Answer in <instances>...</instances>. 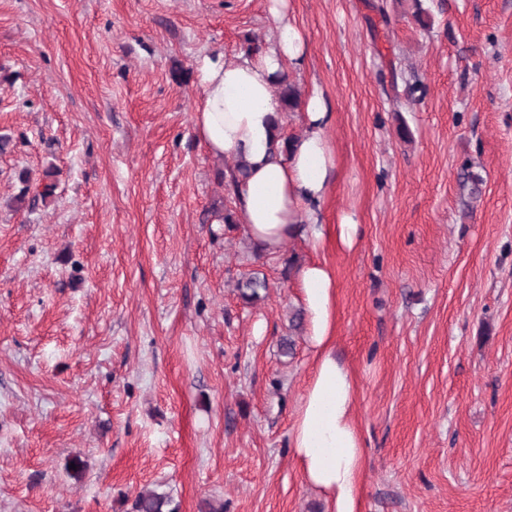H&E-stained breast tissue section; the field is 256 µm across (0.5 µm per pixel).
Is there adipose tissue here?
<instances>
[{"instance_id":"ef3b65f1","label":"adipose tissue","mask_w":512,"mask_h":512,"mask_svg":"<svg viewBox=\"0 0 512 512\" xmlns=\"http://www.w3.org/2000/svg\"><path fill=\"white\" fill-rule=\"evenodd\" d=\"M269 13L274 36L262 51L204 59L194 131L210 154L239 165L232 195L247 237L260 250L273 254L302 236L318 251L325 241L322 205L336 169L325 136L332 114L321 93L311 91L303 134L284 140L286 114L274 81L285 66L301 67L306 43L288 0H270ZM293 276L307 315L312 373L293 419L291 453L329 512H359L364 454L355 382L336 356L335 276L317 259L298 264Z\"/></svg>"}]
</instances>
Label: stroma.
Instances as JSON below:
<instances>
[{"label": "stroma", "mask_w": 512, "mask_h": 512, "mask_svg": "<svg viewBox=\"0 0 512 512\" xmlns=\"http://www.w3.org/2000/svg\"><path fill=\"white\" fill-rule=\"evenodd\" d=\"M289 2L288 80L333 114L321 218L356 216L350 250L266 255L222 220L197 68L260 49L267 0H0V512H130L145 489L326 512L288 447L308 336L278 349L312 256L356 380L360 512H512V0ZM268 288L266 279L258 275H250L237 283L239 297L248 304L264 299Z\"/></svg>", "instance_id": "stroma-1"}]
</instances>
